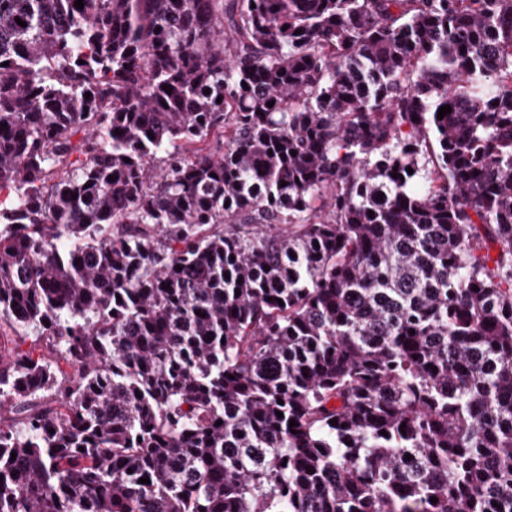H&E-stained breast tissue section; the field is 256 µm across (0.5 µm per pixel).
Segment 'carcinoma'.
I'll return each mask as SVG.
<instances>
[{"label":"carcinoma","instance_id":"cac0c4a2","mask_svg":"<svg viewBox=\"0 0 512 512\" xmlns=\"http://www.w3.org/2000/svg\"><path fill=\"white\" fill-rule=\"evenodd\" d=\"M74 2L0 0V512H512V0Z\"/></svg>","mask_w":512,"mask_h":512}]
</instances>
